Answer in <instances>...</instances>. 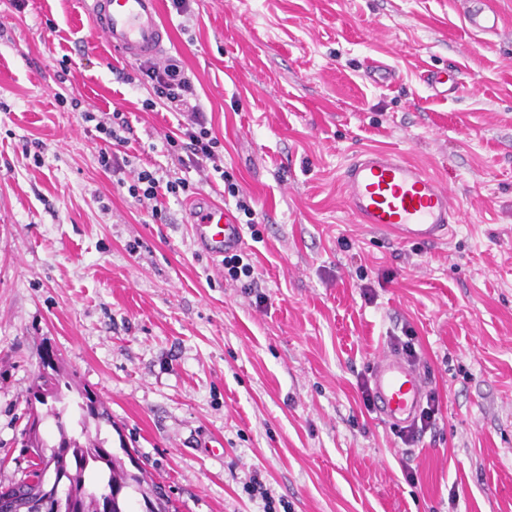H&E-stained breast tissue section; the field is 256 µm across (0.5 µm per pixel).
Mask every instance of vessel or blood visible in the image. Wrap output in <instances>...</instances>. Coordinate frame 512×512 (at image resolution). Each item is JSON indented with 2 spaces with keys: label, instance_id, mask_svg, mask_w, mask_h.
<instances>
[{
  "label": "vessel or blood",
  "instance_id": "obj_1",
  "mask_svg": "<svg viewBox=\"0 0 512 512\" xmlns=\"http://www.w3.org/2000/svg\"><path fill=\"white\" fill-rule=\"evenodd\" d=\"M106 41L129 60L152 58L162 52L169 35L158 0H81ZM463 19L471 32L497 30L499 15L492 8L466 7ZM428 82L437 95L457 93L456 73L434 71ZM344 197L358 223L391 232L401 241L434 244L443 241L457 223L459 208L451 191L418 165L386 150L355 155L341 175ZM189 214L195 241L212 258L241 249L244 235L232 212L208 197L191 202ZM370 385L379 418L402 428L419 413L426 391L425 377L395 355L373 364Z\"/></svg>",
  "mask_w": 512,
  "mask_h": 512
}]
</instances>
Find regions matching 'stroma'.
I'll return each instance as SVG.
<instances>
[{
	"instance_id": "1",
	"label": "stroma",
	"mask_w": 512,
	"mask_h": 512,
	"mask_svg": "<svg viewBox=\"0 0 512 512\" xmlns=\"http://www.w3.org/2000/svg\"><path fill=\"white\" fill-rule=\"evenodd\" d=\"M476 36L458 0H161L164 52L190 75L224 169L257 212L253 288L193 244L188 198L151 220L98 163L60 88L120 109L137 164L224 199L177 164L179 117L142 104L78 0H0V480L20 475L41 357L74 390L69 432L132 450L178 512H512V0ZM391 83L366 78L370 61ZM460 69L439 98L428 70ZM401 153L449 186L446 241L357 224L345 165ZM412 330L436 422L413 445L360 386ZM110 422L82 420L80 390ZM415 470L416 479L406 477Z\"/></svg>"
}]
</instances>
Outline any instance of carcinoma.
Masks as SVG:
<instances>
[{"instance_id":"cac0c4a2","label":"carcinoma","mask_w":512,"mask_h":512,"mask_svg":"<svg viewBox=\"0 0 512 512\" xmlns=\"http://www.w3.org/2000/svg\"><path fill=\"white\" fill-rule=\"evenodd\" d=\"M70 381L52 374L38 376L29 392V399L41 405L47 400L62 399V387ZM50 415L56 420L59 440L52 446L36 438L25 448L33 455L29 469L19 479L0 483L10 490V499L0 498V512H40L39 500L31 495L32 485H43L47 494L55 487L66 488V497L57 503V512H97L102 496L111 495L110 512H129L127 493L140 494L141 512H176L170 496L153 481L140 466L131 471L122 464L105 441L97 437L81 442L67 433L63 412L52 407Z\"/></svg>"}]
</instances>
